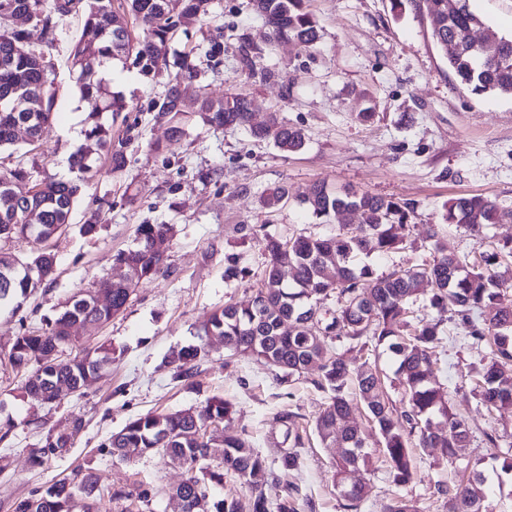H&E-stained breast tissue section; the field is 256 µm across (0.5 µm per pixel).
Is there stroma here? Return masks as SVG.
<instances>
[{"label": "stroma", "instance_id": "35a3bbf8", "mask_svg": "<svg viewBox=\"0 0 512 512\" xmlns=\"http://www.w3.org/2000/svg\"><path fill=\"white\" fill-rule=\"evenodd\" d=\"M308 9L320 30L319 41L308 48L273 40L251 0H212L206 16L181 23L171 44L172 53L191 52L196 67V78L181 85L186 96L205 92L219 98L228 89H245L256 104L255 123L280 113L305 132L302 150L283 154L246 130L215 129L196 119L186 123L178 143H170L169 120L156 104L175 69L157 75L133 61L118 62L111 86L127 112L117 120L108 112L99 118L128 138L125 166L115 171L106 157H98L72 224L58 239L44 245L17 236L0 238V253L26 261L45 247L57 263L53 282L30 294L18 312L0 310L4 354L21 332L55 319L75 293L97 291L102 281L119 276L116 257L134 246L138 225L174 228L164 273L141 282L126 309L109 323L73 328L75 341L65 357L102 345L116 351L112 365L80 394L54 405L31 402L22 396L25 371L0 367V429L8 433L0 441V512H12L15 501L53 481L78 483L89 467L105 491L99 512H128L126 500L106 491L141 481L155 491L150 512H180L170 489L182 480L184 467L161 454L118 461L100 447L131 418L199 407L215 395L235 402V426L270 459L285 445L286 428L276 421L277 412L300 413L301 512H340L333 487L339 450L321 442L312 427L325 402L311 383L317 367L283 383L256 358L227 356L219 337L203 338L199 332L215 310L252 293L262 270L265 235L330 234L357 227L356 215L319 219L300 204L299 193L316 183L414 203L406 249L372 260L377 274L428 259L426 236L434 224L443 227L448 253L473 261L480 244L463 228L444 222V206L450 198L478 194L512 208V98L473 93L453 77L418 0H308ZM12 25L27 32L29 45L44 50L53 67L56 117L43 134L42 149H31L25 131L17 130L15 145L0 150V171L20 165L35 180L71 177L69 156L84 143L95 107L94 100L81 98L67 69V50L81 21L75 16L60 21L49 49L36 21L16 19ZM246 40L254 46L247 54L241 50ZM246 55L252 67H244ZM252 68L274 76L267 81L249 77ZM368 105L375 116L360 121L357 114ZM283 184L290 190L287 203L274 212L264 208V191ZM102 198L107 206H99ZM88 223L96 224V235L81 233ZM232 257L249 273L228 281L224 269ZM198 344L207 354L187 387L175 380L168 360L172 352ZM338 350L354 367L378 361L390 397L403 399L395 358L385 347L359 350L342 344ZM439 353L436 379L448 385L453 411L466 418L469 443L451 463L438 449H415L414 478L401 491L388 476L378 431L358 415V423L369 430L367 446L374 455L364 475L370 491L361 512H383L401 493L419 512H448L437 482L450 481L477 462L494 491L493 512H512V475L501 473L486 440L488 433L512 430V410L487 413L473 393L489 352L468 343L462 329L454 327ZM74 418L82 419L83 428L68 453L45 467L31 466L30 448L49 428Z\"/></svg>", "mask_w": 512, "mask_h": 512}]
</instances>
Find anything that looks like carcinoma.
Wrapping results in <instances>:
<instances>
[{"mask_svg":"<svg viewBox=\"0 0 512 512\" xmlns=\"http://www.w3.org/2000/svg\"><path fill=\"white\" fill-rule=\"evenodd\" d=\"M256 13L265 19L276 40H288L304 47L319 39L315 20L306 10L305 0H252ZM433 41L445 52L448 69L476 94L512 98V37H483L475 33L485 27L484 18L470 9L469 0H422ZM210 0H52V11L43 10V0H0V148L11 145L15 130L26 126L31 142L41 140L55 118V91L45 54L27 47L23 30L9 27L10 20L28 15L42 24L47 46L54 44L53 19L77 15L82 21L79 39L71 46L68 67L84 97L102 102L100 111L116 114L126 103L108 90L89 65L98 60L108 66L130 56L147 72L159 73L168 66L170 44L179 24L205 15ZM132 17L135 27H117L118 17ZM196 75L195 65L185 56L180 74L170 83L159 111L175 122L197 116L213 128L242 127L259 140H267L280 151L301 150L306 141L302 130L291 127L277 114L268 123L252 124V99L244 91L224 94L221 99L205 95L186 102L180 79ZM87 133V144L71 155V167L82 174L93 170L92 155L104 154L112 168L125 165L123 141H115L112 127L95 120ZM85 187L84 179L49 177L31 182L22 168L0 173V230L50 241L71 224L72 208ZM288 187L278 186L263 196L267 209H278L288 200ZM315 217L332 213H357L361 222L354 231L343 229L332 235L293 234L266 236L261 287L246 299L229 302L214 311L203 325L205 336L224 337V348L249 354L291 377L309 366L319 368L314 386L328 394L314 419V428L324 442L340 448L334 466V486L343 512H358L367 497L368 485L353 481L352 474L369 470L373 457L366 450L364 434L353 423L356 412L365 410L378 428L382 452L392 482L401 488L414 478L413 451L438 448L442 457L454 461L469 440L468 425L448 406V388L435 380L434 348L445 336V323L465 330L472 343H486L491 360L483 374L479 403L488 410L512 408V288L504 285L497 267L512 258V241L493 245L480 252L479 260L466 263L445 252L439 230L428 238L432 259L400 268L388 275L375 274L361 257L386 255L403 250L410 234L409 219L415 213L411 202L395 201L366 192L334 191L324 183L310 187L301 197ZM446 221L467 230L481 240L495 224L512 221V209L482 195H463L448 201ZM172 230L167 224H140L136 246L118 255V262L131 271L124 282H102L110 289L112 303L99 306L94 294L74 295L65 310L44 332L25 331L17 336L8 354L13 369L28 372L25 393L40 402L57 385L82 388L95 377L100 364L112 365V349L98 347L66 361L57 350L71 344L70 328L77 322L107 323L120 314L139 284L164 271L165 262L154 251L157 237ZM55 255L42 252L31 262L20 264L0 255V267L22 268L11 277V287L0 289V301L25 296L36 290L55 271ZM283 268L294 270L291 283L281 280ZM336 296V306L324 301ZM436 311L429 319H411L418 300ZM349 348L369 344L387 348L398 361V373L406 402L397 410L386 398L377 367L363 364L352 372L335 343ZM205 354L201 345L181 349L177 356V378L187 381ZM236 406L221 396L209 398L195 415L149 413L130 420L113 434L104 447L119 459L128 450L139 455L162 451L171 460L185 465L187 478L174 492L185 500V512L196 508L198 496H206V482L224 485L231 475L247 485L251 495L248 512H297L295 500L286 496L271 503L264 487L271 475L268 459L258 453L250 440L233 425ZM299 415L291 411L276 414L286 428L289 448L274 459L283 478L301 473L303 437ZM213 426L223 448L221 466L206 465L208 447L199 442L197 429ZM82 421L74 420L64 429L47 431L41 443L29 450L33 466L67 452ZM99 478L94 469L83 474L78 486L56 481L32 496L14 502L13 512H94ZM437 493L447 499L448 512H491L488 485L480 470L467 481L437 485ZM111 496L125 498L138 506H149L153 488L139 483L131 490H116ZM208 512H243L232 495L213 499Z\"/></svg>","mask_w":512,"mask_h":512,"instance_id":"obj_1","label":"carcinoma"}]
</instances>
